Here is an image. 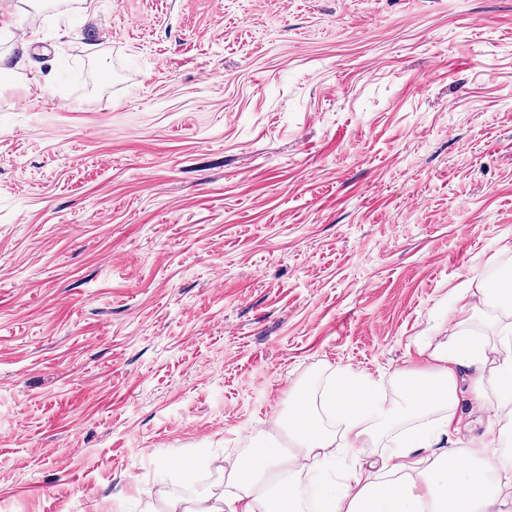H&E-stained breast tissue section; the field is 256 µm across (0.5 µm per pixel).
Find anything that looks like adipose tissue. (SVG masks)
I'll return each instance as SVG.
<instances>
[{"label":"adipose tissue","instance_id":"ef3b65f1","mask_svg":"<svg viewBox=\"0 0 512 512\" xmlns=\"http://www.w3.org/2000/svg\"><path fill=\"white\" fill-rule=\"evenodd\" d=\"M459 316L447 343L429 354L428 366L398 374L402 410L413 419L443 410L444 435L458 432L462 419L455 408L461 395L485 404L488 395L512 402V322L498 325L495 336L474 327L479 308L488 303L512 307V281L504 279L479 289L462 291ZM324 405L343 427L348 449L365 447L373 435L391 427L395 419L371 392H358L348 404H338L328 391ZM292 456L265 448L237 458L230 478L235 492L216 498L203 512H304L300 491L289 482L299 467L325 470V450L333 432L297 398L288 414ZM433 439L413 432L399 440L384 465L381 478L352 457L339 482L318 491V512H512V467L499 463L490 450L493 440L479 436L463 448L442 452L428 467H421L419 451Z\"/></svg>","mask_w":512,"mask_h":512}]
</instances>
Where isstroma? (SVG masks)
<instances>
[{
	"label": "stroma",
	"mask_w": 512,
	"mask_h": 512,
	"mask_svg": "<svg viewBox=\"0 0 512 512\" xmlns=\"http://www.w3.org/2000/svg\"><path fill=\"white\" fill-rule=\"evenodd\" d=\"M1 14L0 512H199L512 274V0Z\"/></svg>",
	"instance_id": "obj_1"
}]
</instances>
